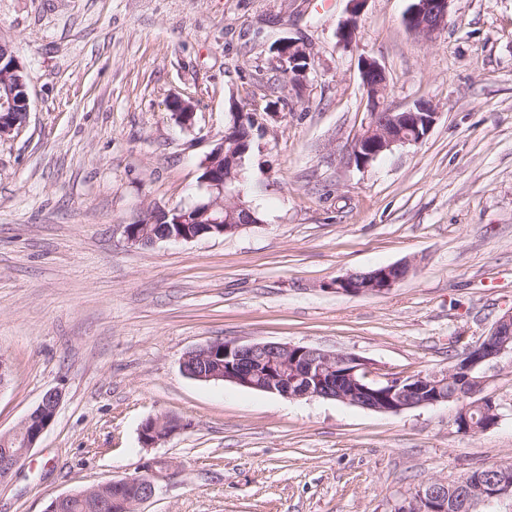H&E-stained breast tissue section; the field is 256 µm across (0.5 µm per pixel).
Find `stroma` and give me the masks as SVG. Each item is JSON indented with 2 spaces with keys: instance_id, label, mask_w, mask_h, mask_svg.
Instances as JSON below:
<instances>
[{
  "instance_id": "1",
  "label": "stroma",
  "mask_w": 512,
  "mask_h": 512,
  "mask_svg": "<svg viewBox=\"0 0 512 512\" xmlns=\"http://www.w3.org/2000/svg\"><path fill=\"white\" fill-rule=\"evenodd\" d=\"M411 2L367 0L346 44L349 0H0L30 98L0 138V432L63 394L0 512H45L154 457L176 474L138 512H391L431 480L512 464L510 354L486 387L502 417L479 434L447 404L384 414L181 367L237 340L348 352L375 377L439 371L512 309V0H452L429 39L404 23ZM288 38L312 58L297 81L274 51ZM364 57L391 107L424 100L438 118L360 169L344 150L367 110ZM242 110L266 127L241 182L260 223L129 243L141 211L204 196L202 162ZM403 261L388 293L329 289ZM158 414L185 428L142 447ZM366 1L349 0L350 8L348 15L339 23L337 30V34L342 42L350 44L356 40L360 28L361 14Z\"/></svg>"
}]
</instances>
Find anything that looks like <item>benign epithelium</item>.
Returning <instances> with one entry per match:
<instances>
[{
    "mask_svg": "<svg viewBox=\"0 0 512 512\" xmlns=\"http://www.w3.org/2000/svg\"><path fill=\"white\" fill-rule=\"evenodd\" d=\"M348 15L338 26L340 40L350 44L356 40L366 0H349ZM451 0H415L404 22L420 37L429 39L443 28ZM278 61L290 79L307 73L312 59L298 43L285 39L275 46ZM360 76L367 95V112L361 129L345 150L348 164L366 168L381 154L398 146L421 143L433 128L438 112L432 104L420 102L414 108L397 110L384 105L388 95L385 69L377 60L363 58ZM0 94V138L15 127V113L6 111L14 104L16 90L23 91L21 104L29 106L28 86H16L8 80ZM245 113H234V120L224 131L218 146L225 154L230 143L243 142L240 131ZM206 175L202 178L207 197L191 206H174L176 230L154 234L150 225L137 221L125 225V235L133 244L148 245L158 241L189 242L207 233L226 235L258 223L243 201L235 180L240 173L224 174L216 162L204 160ZM413 265L395 263L379 269L353 272L333 283L335 291L351 296L379 295L394 288L408 277ZM512 355V309L503 313L478 341L469 345L467 361L440 371L402 377L372 378L366 363L354 354L328 352L322 349L278 342L214 341L188 352L182 360L184 373L191 361L207 362L211 369L196 379L223 381L241 388L279 394L290 399H324L350 403L378 413L397 414L406 409L451 403L455 408L452 423L457 432L478 434L498 424L500 405L484 394L488 384L487 369L498 358ZM457 380L459 390L450 395L445 387ZM62 393L51 389L38 405L13 430L0 432V483L7 481L20 462L36 447L57 415ZM185 425L166 414L147 419L140 428V442L151 447L179 433ZM175 469L157 459L140 464L130 476L98 484L88 489L58 496L51 500L46 512H63L74 499L95 497L102 507L115 512H137V506L156 496L159 483L173 478ZM506 495L512 496V468H484V480L475 492L468 494L464 512H477L480 505L492 506ZM448 481L436 479L397 500L394 512H447Z\"/></svg>",
    "mask_w": 512,
    "mask_h": 512,
    "instance_id": "obj_1",
    "label": "benign epithelium"
}]
</instances>
